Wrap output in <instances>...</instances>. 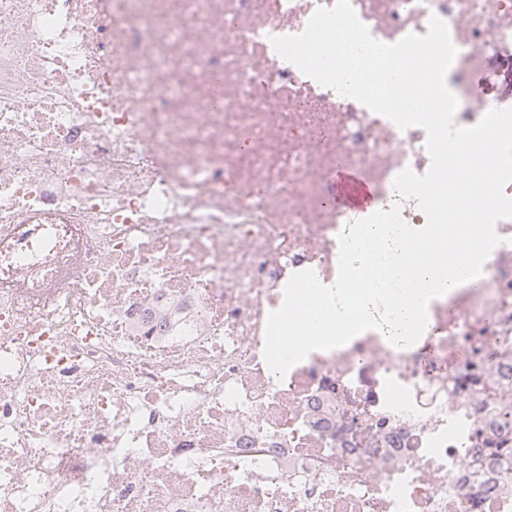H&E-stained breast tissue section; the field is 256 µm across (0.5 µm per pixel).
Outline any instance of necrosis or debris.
<instances>
[{
	"instance_id": "1",
	"label": "necrosis or debris",
	"mask_w": 512,
	"mask_h": 512,
	"mask_svg": "<svg viewBox=\"0 0 512 512\" xmlns=\"http://www.w3.org/2000/svg\"><path fill=\"white\" fill-rule=\"evenodd\" d=\"M334 3L0 0V512H512V218L414 345L264 359L365 217L339 167L426 223L394 187L425 131L270 42ZM351 4L385 43L446 23L456 125L512 107V0ZM337 193L333 202L341 209L368 210L376 204V197L370 187L362 184L357 175L346 168L338 170L334 176Z\"/></svg>"
}]
</instances>
